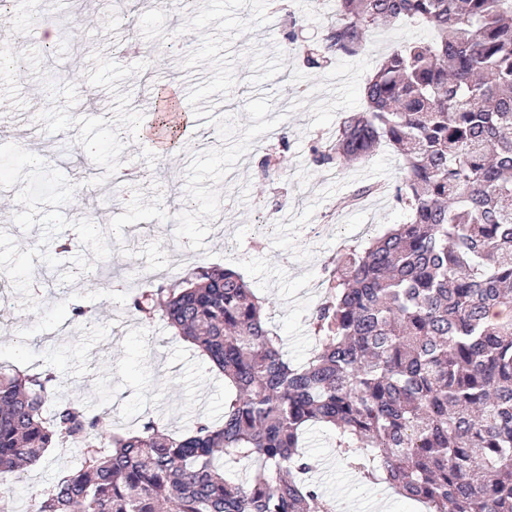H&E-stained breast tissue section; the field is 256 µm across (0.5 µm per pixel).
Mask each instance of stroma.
<instances>
[{
  "label": "stroma",
  "mask_w": 512,
  "mask_h": 512,
  "mask_svg": "<svg viewBox=\"0 0 512 512\" xmlns=\"http://www.w3.org/2000/svg\"><path fill=\"white\" fill-rule=\"evenodd\" d=\"M78 2L76 10L69 0L47 6L43 23L57 35L47 43L36 40L23 77L0 71V123L8 131L0 137V200L7 204L0 210V273L29 283L4 302L0 363L62 376L55 399L110 411L113 433L136 432L153 421L182 434L197 420L220 421L234 389L174 328L133 315L129 303L139 288L109 286L111 268L121 266L132 277L164 255L179 275L199 266L236 271L262 301L285 358L302 364L315 346L311 317L325 295L327 268L348 248L407 219L390 192L404 176L390 147L364 163L339 167L317 165L313 149L361 107L363 86L383 57L426 32L411 24L380 28L358 54L315 68L307 54L318 48L334 13H315L312 0H273L268 25L235 36L229 44L235 97L216 93L201 107L231 113L241 127L250 124L245 106L251 100L270 97L277 113L286 101L303 107L282 121L287 144L256 137L219 183L222 224L196 251L160 214L171 193L185 195L197 144L156 149L130 115L167 107L171 85L188 90L210 80L209 66L183 64L200 38L179 34L184 14L158 0H141L132 20L109 10L105 0ZM127 33L139 50L119 63L109 45ZM104 125L123 128L122 138L98 139ZM91 138L97 150L83 169L68 165ZM377 182L388 192L354 200L359 187ZM87 196L100 203L90 235L74 222ZM64 236L75 246L58 261L52 245ZM75 305L88 309L87 318L70 320ZM106 379L112 395L104 400L98 392ZM305 447L322 498L342 512H421L420 503L364 481L345 463L329 429L307 431ZM80 463L68 440L47 449L36 465L8 481L14 512H29Z\"/></svg>",
  "instance_id": "stroma-1"
}]
</instances>
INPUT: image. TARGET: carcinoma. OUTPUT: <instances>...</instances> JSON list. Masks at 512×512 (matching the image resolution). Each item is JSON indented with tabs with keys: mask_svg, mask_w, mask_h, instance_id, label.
I'll return each instance as SVG.
<instances>
[{
	"mask_svg": "<svg viewBox=\"0 0 512 512\" xmlns=\"http://www.w3.org/2000/svg\"><path fill=\"white\" fill-rule=\"evenodd\" d=\"M408 22L429 38L384 58L315 160L395 147L409 218L336 259L307 361L284 358L237 272L150 280L130 309L220 368L237 391L224 421L116 437L108 412L80 403L44 416L57 376L0 365L1 482L61 436L81 445V467L31 512H335L306 479L312 424L366 481L426 512H512V0H336L308 62Z\"/></svg>",
	"mask_w": 512,
	"mask_h": 512,
	"instance_id": "obj_1",
	"label": "carcinoma"
}]
</instances>
